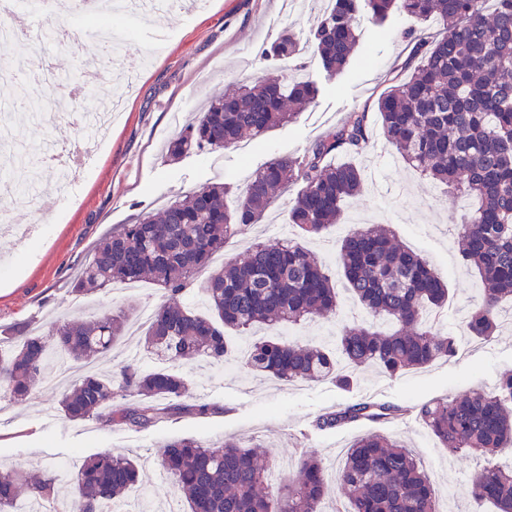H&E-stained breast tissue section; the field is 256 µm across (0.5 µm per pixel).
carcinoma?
<instances>
[{
  "label": "carcinoma",
  "mask_w": 512,
  "mask_h": 512,
  "mask_svg": "<svg viewBox=\"0 0 512 512\" xmlns=\"http://www.w3.org/2000/svg\"><path fill=\"white\" fill-rule=\"evenodd\" d=\"M314 33L324 70L341 72L354 56L360 10L380 24L394 6L422 22L436 23L433 41L410 35L414 51L397 84L372 107L352 112L302 154L274 157L242 187L211 183L147 215L123 224L96 244L78 271L74 291L91 294L115 282L151 278L163 290L144 336L146 352L165 366L144 369L124 364L94 370L122 336L131 312L75 321L62 320L44 337L28 332L4 348L0 340V396L23 403L45 375L51 353L90 365L68 385L60 400L70 421L102 428H148L177 415H205L206 403L188 401L182 368L196 362L222 365L231 348L227 333L300 325L336 315V284L297 242L256 243L240 260L211 268L212 258L246 227L257 224L291 183L301 185L288 210L289 222L309 236L338 223L344 202L361 188L364 171L354 160L368 142L369 109L379 114L387 142L413 169L464 194L476 207L458 226L463 267L476 274L481 301L463 321V334L489 340L501 326L499 305L512 299V0H332ZM299 44L288 30L270 45L273 61L298 58ZM311 81L293 76L255 80L210 101L198 119L183 128L166 149L177 163L201 149L236 146L249 135L262 138L293 120L317 96ZM337 267L346 289L370 320L340 328L336 347L307 345L287 336L259 338L240 362L249 373L285 382L335 380L349 385L339 368L379 367L391 378L423 368L458 352V338L437 327L433 312L448 301V286L427 261L398 245L392 230L368 226L340 240ZM201 288L208 313L184 303ZM131 403L112 410L116 397ZM413 412L446 448L489 458L469 480L473 507L493 504L512 512V464L491 461L512 447V373L492 393L446 396L413 408L362 401L316 420L335 428L363 419L395 418ZM159 467L169 475L185 512H325L333 493L330 475L316 455L304 457L277 480L272 461L259 446L224 442L214 449L194 438L166 442ZM142 479L141 466L127 456L95 455L72 474L59 467L38 479L15 468L0 470V512H22L34 502L51 503L56 485L73 488L74 512H102L109 501L125 502ZM336 480L347 512H437L430 476L402 442L378 432L356 438L347 448Z\"/></svg>",
  "instance_id": "obj_1"
}]
</instances>
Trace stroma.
Wrapping results in <instances>:
<instances>
[{
  "instance_id": "stroma-1",
  "label": "stroma",
  "mask_w": 512,
  "mask_h": 512,
  "mask_svg": "<svg viewBox=\"0 0 512 512\" xmlns=\"http://www.w3.org/2000/svg\"><path fill=\"white\" fill-rule=\"evenodd\" d=\"M323 10L322 0H307L304 9L290 14L283 12L282 0H211L206 8L162 11L136 20L124 51L133 58L147 54L151 60L131 75L124 110L80 183L64 190L53 177H45L35 214L19 199L0 195V213L18 224L37 218L42 227L35 253L25 259L15 238L0 234V339H11L23 330L49 332L59 320L80 319L87 304L100 313L131 299L157 302L161 292L151 281L138 282L128 292L116 283L78 297L72 292L74 277L94 246L120 225L135 223L216 179L238 185L243 169L255 170L270 158L303 153L349 113L386 91L409 59L410 31L422 30L431 38L439 32L438 25H423L399 10L380 26L361 18L355 56L343 72L332 75L322 69L314 51L313 32ZM46 24L76 30L77 36L57 45L20 42L15 53L26 56L33 73L47 57L58 73L75 72L93 52L88 28L72 13L48 15ZM287 30L299 42L298 77L319 88L313 104L292 122L268 132L248 154L235 147L205 148L178 163L167 162V142L206 101L240 84L288 75L287 64L264 56L265 49ZM69 98L68 84L48 89L40 118L25 123L30 140L47 137L67 150L85 147L83 127L53 117L57 103ZM384 140L380 122L372 121L369 143L357 160L364 170L363 185L344 203L342 222L353 230L363 221L390 226L407 248L447 280L449 299L439 326L457 335L455 357L396 378L374 366L362 367L354 370L347 388L332 381L255 378L234 361L221 366L200 362L186 366L184 373L193 401L214 405V412L178 415L149 428L111 430L90 421L66 420L58 409L62 389L46 380L36 386L27 403L0 398V462L38 473L76 455L127 453L147 469L146 479L130 500L136 512H153L175 493L155 465L165 441L193 437L214 447L228 440L256 442L275 461L286 456L296 463L313 452L327 462L341 460L356 437L375 429L406 443L428 472L437 496L447 498L454 512H468V478L479 467V459L448 452L410 409L434 398L493 391L500 376L512 371V324L499 328L485 343L460 336L461 314L479 301L475 277L459 264L454 231L468 203L409 168L395 150L384 148ZM290 200L287 194L278 198L260 223L234 239L224 250V262L243 257L258 241L298 238L327 271H335L338 234L301 238L299 229L288 222ZM338 302L335 318L291 327L289 336L333 345L339 324L366 317L348 292H340ZM360 401L399 405L407 413L377 422L316 428L320 415Z\"/></svg>"
}]
</instances>
